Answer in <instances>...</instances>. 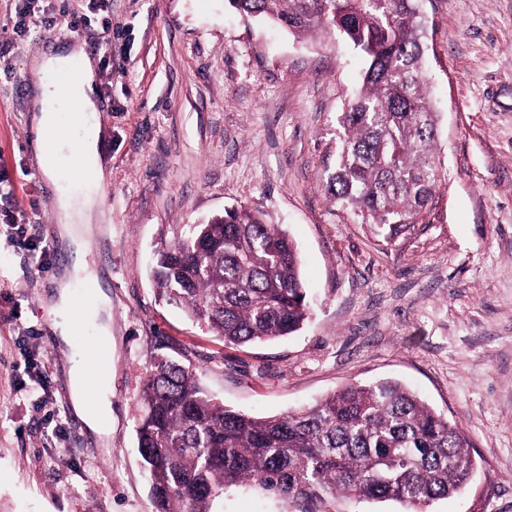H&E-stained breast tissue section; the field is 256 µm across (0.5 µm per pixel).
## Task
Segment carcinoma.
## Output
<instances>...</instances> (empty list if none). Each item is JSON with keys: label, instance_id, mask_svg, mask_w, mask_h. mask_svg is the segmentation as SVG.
I'll return each instance as SVG.
<instances>
[{"label": "carcinoma", "instance_id": "cac0c4a2", "mask_svg": "<svg viewBox=\"0 0 512 512\" xmlns=\"http://www.w3.org/2000/svg\"><path fill=\"white\" fill-rule=\"evenodd\" d=\"M296 35L339 32L366 59L362 87L338 117L328 200L392 238L438 182L437 115L423 65L419 0H228ZM297 247L277 224L234 208L156 251L158 297L242 346L298 332L308 319ZM136 428L156 512H216L252 488L290 512H336V500L396 501L406 512L465 492L477 462L457 423L396 381L350 384L313 406L257 418L224 406L181 361L145 373Z\"/></svg>", "mask_w": 512, "mask_h": 512}]
</instances>
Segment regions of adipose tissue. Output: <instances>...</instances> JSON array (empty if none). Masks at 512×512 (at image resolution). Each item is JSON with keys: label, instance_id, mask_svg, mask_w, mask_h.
<instances>
[{"label": "adipose tissue", "instance_id": "obj_1", "mask_svg": "<svg viewBox=\"0 0 512 512\" xmlns=\"http://www.w3.org/2000/svg\"><path fill=\"white\" fill-rule=\"evenodd\" d=\"M80 63L82 78L74 88L70 102L76 112L88 114L95 112L96 76L94 67L77 45L61 49L49 48L31 67V95L33 109L31 124L36 133L55 132L56 137L50 144L55 155H65L79 151L86 167L92 169L97 180H104L105 171L99 154L101 127L98 123L85 121L75 134L60 132L61 107L55 100V92L49 81L51 73ZM44 176L54 187L57 195V209L61 215L59 236L61 240L81 255L91 253L99 231L100 195L97 190L89 189L83 193H72L63 186L55 169L47 167ZM86 266L79 265L64 272L57 283L56 295L47 308L51 318L50 329L58 345L69 350L71 366L69 387L74 411L83 419L87 427L99 436L106 437L112 432V384L104 382L98 385L96 408L88 410L86 405V387L93 362L86 350L77 346L71 336L72 319L69 311L72 305L71 283L74 278L86 274Z\"/></svg>", "mask_w": 512, "mask_h": 512}]
</instances>
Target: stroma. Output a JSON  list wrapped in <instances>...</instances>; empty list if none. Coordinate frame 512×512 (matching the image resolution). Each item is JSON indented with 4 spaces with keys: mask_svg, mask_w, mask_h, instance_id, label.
<instances>
[{
    "mask_svg": "<svg viewBox=\"0 0 512 512\" xmlns=\"http://www.w3.org/2000/svg\"><path fill=\"white\" fill-rule=\"evenodd\" d=\"M19 7L0 0V172L14 217L0 222V512H154L137 402L168 355L257 417L400 381L461 424L479 462L466 493L430 512H512V0H421L440 181L392 239L325 195L337 119L365 67L342 35L302 39L227 0H112L111 32L61 22L20 37ZM74 35L96 63L111 167L86 259L112 299L105 439L72 410L38 276L56 195L22 147L30 66ZM240 206L295 240L311 316L293 335L228 347L158 299L150 265L174 231ZM23 225L29 249L16 243Z\"/></svg>",
    "mask_w": 512,
    "mask_h": 512,
    "instance_id": "stroma-1",
    "label": "stroma"
}]
</instances>
